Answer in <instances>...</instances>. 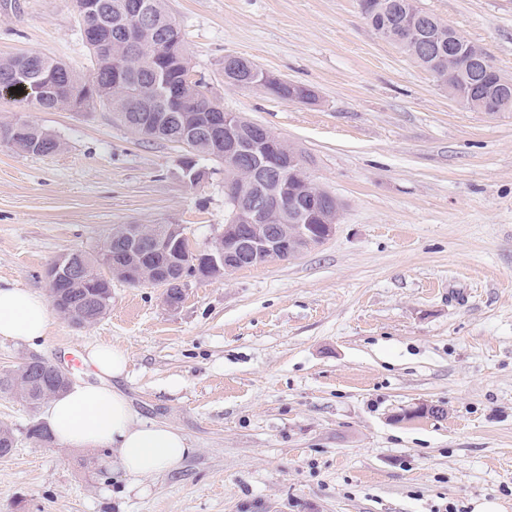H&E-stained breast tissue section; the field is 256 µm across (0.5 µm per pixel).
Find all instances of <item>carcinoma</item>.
<instances>
[{
	"instance_id": "1",
	"label": "carcinoma",
	"mask_w": 512,
	"mask_h": 512,
	"mask_svg": "<svg viewBox=\"0 0 512 512\" xmlns=\"http://www.w3.org/2000/svg\"><path fill=\"white\" fill-rule=\"evenodd\" d=\"M97 2L101 5V16L114 22L123 16L127 0ZM360 7L372 28L380 31L383 39L396 44L407 56L432 73L436 80L443 81V86L450 87L451 91L464 93L469 85L476 84L489 93H499V71L492 68L472 69L468 60L473 44L437 16L420 9L416 0H360ZM417 14L424 15L422 25L435 44L446 48L448 36L454 37L453 43L458 46L459 77L448 78V59L441 58L436 51L422 50L419 42L408 36L407 24ZM168 36L178 44H183L181 30L169 29L151 35L129 54L102 53L93 48L92 68L86 76L76 74L63 61L44 54L30 53L0 58V92L4 91L12 96L21 95L29 100L39 92H46L48 83L55 84L59 78L78 89L96 81L105 87V96L109 98L107 110L116 114L124 113L126 121L134 124L139 121L140 116V113L130 110L135 100L152 93L157 85L164 83L173 89L182 82L177 70L160 67V47ZM120 61L126 68L127 78L117 84L112 81V71ZM1 129L8 133L5 138L8 143L13 141L23 145L36 139L37 148L45 153L57 150L58 139L35 124L1 122ZM111 302L112 294L106 288H73L60 295L53 308L63 317L70 314L80 315L84 324L91 325L103 318ZM16 387L23 392L24 398L31 405L36 406L47 400L49 387L39 380V367L35 364L25 363L9 373H0V392H9Z\"/></svg>"
}]
</instances>
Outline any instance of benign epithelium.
Returning a JSON list of instances; mask_svg holds the SVG:
<instances>
[{
    "mask_svg": "<svg viewBox=\"0 0 512 512\" xmlns=\"http://www.w3.org/2000/svg\"><path fill=\"white\" fill-rule=\"evenodd\" d=\"M162 19L141 0L126 3L121 20L124 45L137 42L140 35L154 33ZM84 38L98 49L112 48L111 27L104 21L87 22ZM165 60L181 67L183 90L190 94L196 79L185 62L183 49H172ZM224 66L234 68V83L277 88L287 81L265 70L255 68L251 61L239 56L225 57ZM69 94L70 109L78 112L104 95L95 83L82 90L70 85L59 86ZM451 98L460 106L481 112H500L498 98L476 90L469 96L456 94ZM157 98L147 96L142 105L147 109L139 130L159 135L176 124L181 130L180 145L185 149L181 168L187 181L201 183L209 178L210 170L195 165L196 156L217 160L234 172L224 178V198L228 213L224 227L214 240L224 244L219 250L193 248L181 224H125L119 243L100 263L112 277L122 282H138L144 271L151 272L150 283L165 288L163 302L170 309L178 308L183 295H173L170 289L188 285L192 279L213 280L241 268L239 259L248 257V265L285 260L305 250L317 247L333 235L336 229L334 195L308 188H291V183L303 171L301 155L266 130L243 120L238 112H226L213 104L208 112L156 113ZM163 255L162 262L148 268L153 254ZM88 261L81 253H65L47 269L46 277L52 297L65 288L85 284ZM31 360L47 369L45 379L53 382L56 394L72 387L71 377L60 367L33 356Z\"/></svg>",
    "mask_w": 512,
    "mask_h": 512,
    "instance_id": "obj_1",
    "label": "benign epithelium"
}]
</instances>
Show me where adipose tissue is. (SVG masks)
Listing matches in <instances>:
<instances>
[{
    "instance_id": "ef3b65f1",
    "label": "adipose tissue",
    "mask_w": 512,
    "mask_h": 512,
    "mask_svg": "<svg viewBox=\"0 0 512 512\" xmlns=\"http://www.w3.org/2000/svg\"><path fill=\"white\" fill-rule=\"evenodd\" d=\"M52 319L51 306L42 295L15 285L0 286V337L38 345ZM84 362L99 381L73 386L50 400L46 421L55 441L69 448L112 449L113 465L133 488L187 458L192 448L177 426L143 421L114 387V380L127 372L124 349L93 344L86 347Z\"/></svg>"
}]
</instances>
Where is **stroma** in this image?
<instances>
[{
    "label": "stroma",
    "instance_id": "1",
    "mask_svg": "<svg viewBox=\"0 0 512 512\" xmlns=\"http://www.w3.org/2000/svg\"><path fill=\"white\" fill-rule=\"evenodd\" d=\"M0 6V58L88 74L75 0ZM512 78V0H417ZM211 101L270 130L343 209L321 246L163 288L120 281L95 324L55 317L35 347L0 338V372L36 356L70 371L86 345L130 357L115 385L188 437L178 468L130 488L112 452L37 444L45 407L0 394L17 440L0 512H512V112H473L363 17L359 0H165ZM248 58L314 90L305 103L224 81ZM55 134L43 155L0 143V284L48 295L47 266L99 255L119 224H224V167L182 176L181 147L93 104L43 112L0 96V120Z\"/></svg>",
    "mask_w": 512,
    "mask_h": 512
}]
</instances>
